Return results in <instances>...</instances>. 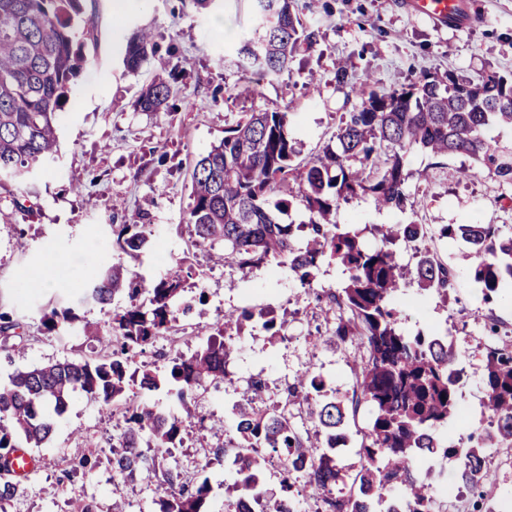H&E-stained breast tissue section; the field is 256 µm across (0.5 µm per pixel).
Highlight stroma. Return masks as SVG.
I'll return each instance as SVG.
<instances>
[{"label":"stroma","mask_w":512,"mask_h":512,"mask_svg":"<svg viewBox=\"0 0 512 512\" xmlns=\"http://www.w3.org/2000/svg\"><path fill=\"white\" fill-rule=\"evenodd\" d=\"M471 18L461 29L439 28L411 14L405 0H294L311 42H300L288 74L262 77L237 64L239 40L252 22L251 0H212L199 8L195 0H82L74 18L75 44L88 62L72 84L57 127L56 160L35 170L26 184L31 212L14 205L16 184L0 183V310L20 325L15 347L0 349V382L18 368L91 357L99 350L88 342L83 322L105 324L113 309L127 299L99 305L85 300L87 286L116 262L147 281L166 276L176 263L188 274L184 298L193 300L169 336L158 338L140 356V363L165 370L171 357L192 353L225 311L265 305L285 320V338L271 340L260 323H246L237 349L228 361L230 380L197 396L198 420L186 424L179 448L157 460V473L180 471L196 482L209 477L213 486L208 512H226L224 459L215 450L224 442L213 431L216 419H228L232 403L247 380L262 376L265 401L279 398L286 385L306 367H314L338 398L350 393L356 347L315 345L338 317L331 303L318 295L342 287L344 276L324 261L312 287H303L288 267H261L247 274L214 265L209 245L199 243L186 219L196 162L235 126L244 114L277 111L288 115L291 135L301 159L335 143L343 113L357 104L337 85L335 73L345 66L353 76L372 73L379 86L394 90L418 82L426 74L454 73L470 80L495 71L512 76V0H468ZM150 28L155 49L138 73L123 59L128 39ZM171 87L164 110L142 112L133 106L155 80ZM473 175L462 178L461 168ZM411 176L405 210L377 207L368 196L341 204L337 219L361 229L367 248L378 247V224L424 225L426 236L400 248L403 264L416 263L415 253H437L454 273L447 296L419 288L407 278L395 297L405 334L445 336L452 340L462 367L458 388L459 415L445 432L468 439L481 428L486 348L512 347V288L485 301L469 266L458 263L459 242L442 237L446 224H499L512 227V187L460 155L408 156ZM142 217L150 235L139 260L120 259L112 228ZM42 266L52 285L31 286L26 269ZM73 308L80 321L55 332L41 324L46 307ZM498 330L489 333V319ZM125 424L100 403L78 394L54 422V432L35 455L39 468L25 481V491L8 512H74L79 500L95 502L108 512L114 493H121L127 512H155L156 477L118 483L110 464ZM91 455L92 469L60 479L62 456ZM495 484L484 491L498 512H512V451L487 448ZM439 482L453 486L450 496L434 499V512H470L474 497L456 480L454 459L436 458Z\"/></svg>","instance_id":"obj_1"}]
</instances>
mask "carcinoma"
<instances>
[{"label":"carcinoma","instance_id":"obj_1","mask_svg":"<svg viewBox=\"0 0 512 512\" xmlns=\"http://www.w3.org/2000/svg\"><path fill=\"white\" fill-rule=\"evenodd\" d=\"M80 0H0V177L27 178L57 153L56 119L68 98L85 55L73 49L72 20ZM255 26L241 38L239 55L262 76L289 71L297 47L301 18L290 0H253ZM154 49L152 33H134L124 63L135 72ZM336 83L346 85L360 105L342 116L336 145L305 164L294 163L298 151L285 112H250L195 165L188 222L201 242H222L216 256L224 267L244 272L271 260L288 266L303 285H310L320 263L335 261L346 280L330 295L339 310L323 345L336 341L364 349L354 369L352 403L368 404L372 421L358 451L359 461L350 494L343 493L347 473L336 464V442H349L347 408L326 388L321 376L307 368L288 388L285 405L266 404V383L252 377L230 409L233 436L224 448L235 477L226 486L231 505L252 501L260 512H298L290 495L291 478L316 503L315 512H432L433 483L414 472L428 456L453 457L458 478L473 488L494 480L485 467L483 450L491 444L512 448V349L485 354L482 409L488 422L474 444L442 439L437 433L458 411L457 391L462 371L453 369L458 354L446 336H408L398 326L393 295L400 288L401 243L425 237L421 224H382L376 228L381 245L365 248L360 231L336 221L340 201L367 195L378 204L404 210L409 198L408 154L419 149L434 155H465L487 168L503 184L512 183V151L491 144L493 126L512 128V78L491 74L479 82L426 76L408 88L383 91L372 75L349 81L336 71ZM170 89L163 81L150 83L136 107L157 112ZM303 187L300 202L307 220L286 223L295 198L290 182ZM143 224H120L116 244L136 256L148 242ZM443 234L465 243L461 261L470 264L474 280L489 300L512 282V233L497 224H448ZM184 269L177 266L152 283L130 275L120 263L107 268L91 284L86 298L109 305L117 296L129 306L113 312L112 344L99 327L84 324L87 339L101 343L94 358L65 359L14 372L0 385V512L24 492L9 477V457L18 448H40L77 394L102 403L124 418L126 428L112 453L113 472L132 480L151 471L144 449L170 454L181 443L184 423L195 416L197 391L226 379L225 364L244 323L261 322L272 338L283 337L284 321L269 311L228 310L213 333L193 353L171 359L158 373L137 366L133 357L157 338L167 335L181 305ZM419 287L447 293L453 288L451 268L430 251L421 253L412 270ZM77 319L71 308L44 312L42 325L53 332ZM15 323L0 312V345L16 337ZM174 395L180 413H162L143 395L159 390ZM303 402L314 433L301 432L288 418L286 405ZM269 448L282 463V496L269 499L260 476ZM158 512H206L212 490L209 478L186 484L176 470L160 481Z\"/></svg>","mask_w":512,"mask_h":512}]
</instances>
